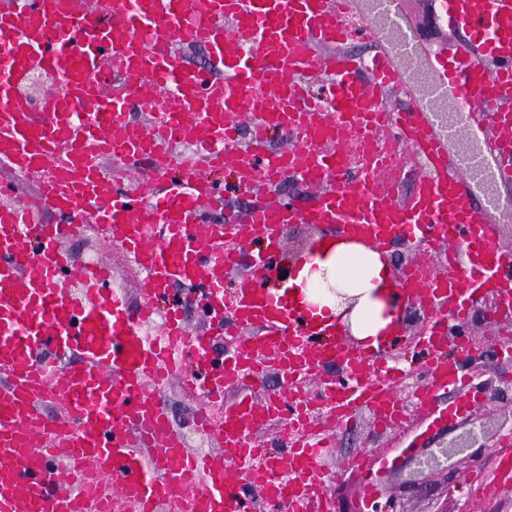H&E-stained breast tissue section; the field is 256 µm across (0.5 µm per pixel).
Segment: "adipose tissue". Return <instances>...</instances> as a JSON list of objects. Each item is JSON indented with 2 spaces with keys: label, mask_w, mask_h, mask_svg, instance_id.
Segmentation results:
<instances>
[{
  "label": "adipose tissue",
  "mask_w": 512,
  "mask_h": 512,
  "mask_svg": "<svg viewBox=\"0 0 512 512\" xmlns=\"http://www.w3.org/2000/svg\"><path fill=\"white\" fill-rule=\"evenodd\" d=\"M390 279L385 256L326 239L307 255L292 283L296 301L312 316L349 327L362 349L375 351L399 333L403 319L390 305Z\"/></svg>",
  "instance_id": "ef3b65f1"
}]
</instances>
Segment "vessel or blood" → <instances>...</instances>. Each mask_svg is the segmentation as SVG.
Here are the masks:
<instances>
[{"instance_id": "1", "label": "vessel or blood", "mask_w": 512, "mask_h": 512, "mask_svg": "<svg viewBox=\"0 0 512 512\" xmlns=\"http://www.w3.org/2000/svg\"><path fill=\"white\" fill-rule=\"evenodd\" d=\"M357 0H0V195L19 177L37 178L33 202L0 208V512H86L122 503L127 512H252L254 497L289 501L294 512H329L319 471L322 434L285 439L259 460L247 447L278 399L258 402L249 388L275 361L288 383L317 381L333 395L337 424L353 425L369 408L387 426L404 414L392 392L401 372L382 352L347 349L332 327L307 319L287 294L264 282L274 265H257L252 287L224 309V272L238 243L275 242L287 224H334L343 237L377 250L426 237L447 248L442 268L410 267L399 288L427 309L421 344L429 387L419 403L441 420L435 392L467 380L440 336L449 315L474 297L512 306V247L495 213L512 197L484 194L481 183L512 184V0H437L456 36L414 71L390 47L350 51L371 38L354 26ZM203 44L210 68L176 60V44ZM50 91L41 111L22 100L32 73ZM326 82L308 92V78ZM424 81L434 103L395 110L393 89ZM148 114L150 125L132 121ZM287 128L286 149L270 150L264 125ZM192 143L198 163L164 183L160 159L172 141ZM408 145L431 158L412 170L415 189L400 198L373 160L352 179L353 151L385 153ZM146 157L144 194L111 185L107 160ZM230 166L246 181L302 177L318 191L304 211L255 204L231 227L209 223L222 193L206 170ZM97 225L132 262L151 271L130 307L112 283L111 265L71 264L60 241ZM82 284L72 299L67 279ZM181 285L182 303L205 302L207 332L189 328L178 310L154 321L155 302ZM259 328L239 340L242 326ZM231 342L225 357L215 337ZM348 371L324 381L325 364ZM184 378L200 400L201 426L222 456L185 448L168 416L166 390ZM240 390L225 404L226 388ZM60 400L50 416L45 403ZM307 398L287 412L301 424Z\"/></svg>"}]
</instances>
